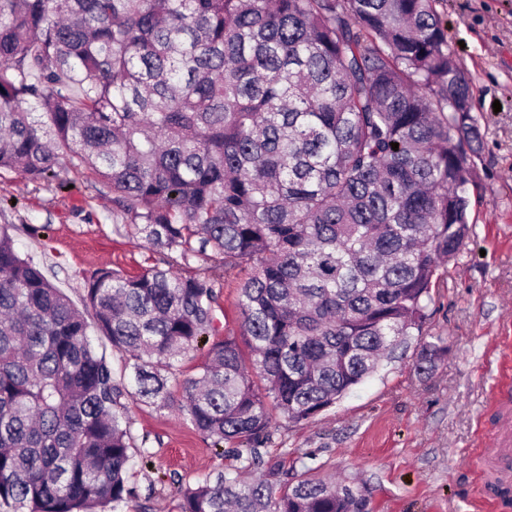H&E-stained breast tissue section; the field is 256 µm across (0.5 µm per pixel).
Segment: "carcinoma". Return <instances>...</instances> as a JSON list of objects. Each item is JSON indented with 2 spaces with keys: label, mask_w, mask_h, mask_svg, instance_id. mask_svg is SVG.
<instances>
[{
  "label": "carcinoma",
  "mask_w": 512,
  "mask_h": 512,
  "mask_svg": "<svg viewBox=\"0 0 512 512\" xmlns=\"http://www.w3.org/2000/svg\"><path fill=\"white\" fill-rule=\"evenodd\" d=\"M439 0H0V170L93 171L126 231L239 277L154 265L85 283L94 323L0 230V507L99 512L136 495L133 394L243 466L182 512H372L359 486L277 484L260 446L423 335L473 234L479 129ZM399 144L398 150L392 144ZM127 357L114 378L90 331ZM212 339L176 398L174 359ZM444 350L422 342L425 374ZM164 259L173 264L174 270L183 273L184 275L206 272V274L212 275L223 282L224 288L220 290L221 294L219 299L222 312L218 311V317L224 326L225 332L237 336L242 349L246 351L247 347L244 344L243 336L240 335L241 318L237 306L238 280L236 279V276L234 274L227 276L224 284V269L213 261L198 260L191 262L190 268H187L182 265V261L180 260L178 253L166 252Z\"/></svg>",
  "instance_id": "1"
}]
</instances>
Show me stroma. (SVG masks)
Here are the masks:
<instances>
[{"label":"stroma","mask_w":512,"mask_h":512,"mask_svg":"<svg viewBox=\"0 0 512 512\" xmlns=\"http://www.w3.org/2000/svg\"><path fill=\"white\" fill-rule=\"evenodd\" d=\"M440 11L448 48L471 83L482 139L473 234L434 289L422 336L314 419H277L262 449L292 480L306 456H315L324 477L362 487L373 512H487L479 450L496 417L491 395L512 379V0H444ZM127 221L111 191L85 169L61 165L49 184L0 170V227L76 307L98 269L135 274L164 258L186 268L178 253L160 256L127 234ZM186 269L224 279L219 318L227 333L240 335L236 277L209 260ZM439 338L448 352L420 378L419 342ZM124 403L137 490L126 512H181L174 481L193 485L235 466L176 409L136 397Z\"/></svg>","instance_id":"1"}]
</instances>
